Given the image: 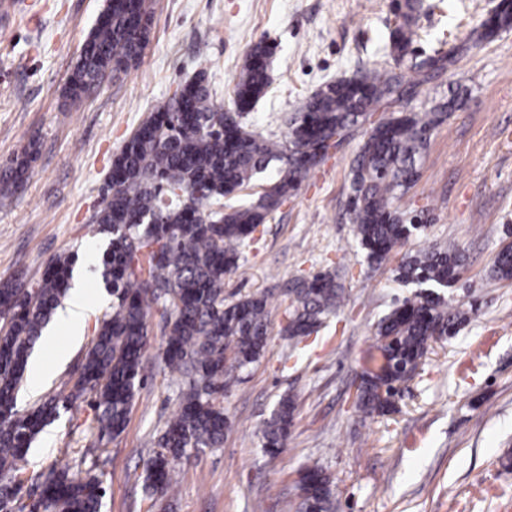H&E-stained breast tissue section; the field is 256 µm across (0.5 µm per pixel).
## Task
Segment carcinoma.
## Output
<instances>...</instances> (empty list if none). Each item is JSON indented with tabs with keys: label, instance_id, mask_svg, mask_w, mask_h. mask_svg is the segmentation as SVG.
<instances>
[{
	"label": "carcinoma",
	"instance_id": "cac0c4a2",
	"mask_svg": "<svg viewBox=\"0 0 512 512\" xmlns=\"http://www.w3.org/2000/svg\"><path fill=\"white\" fill-rule=\"evenodd\" d=\"M401 22L391 29L396 64L409 54L416 35L422 0L396 4ZM149 0H107L104 16L83 40L67 79L64 95L76 101L107 78L138 66L151 25ZM480 21V39L512 28V3L503 0L495 17ZM459 49L436 51L428 65L415 64L428 82L458 61ZM273 47L260 40L246 53L234 86L232 111L215 102L216 91L202 68L178 95L158 105L114 157L112 192L95 214L103 233L112 235L102 273L112 288L111 310L100 320L70 393L53 396L24 411L17 409L31 349L70 287L75 256L48 259L29 292L19 288L24 276L0 280V512H24L18 505L26 456L35 437L72 402L95 396L90 429L97 440L124 432L135 391L144 381L142 357L151 307L162 305L165 345L160 357L181 378L180 406L150 458L145 489L164 496L177 482V466L190 451L219 448L224 443V391L239 374L257 363L267 346L268 309L263 297L224 302V277L239 269V247L281 205L316 166L311 158L328 141L384 113L355 155L352 166L350 219L367 258L381 262L421 232L394 208V201L415 182L418 166L434 128L462 107L453 96L426 112H394L389 108L410 93L405 73L387 70L355 79L338 78L307 96L288 118L284 141L262 138L247 130L241 118L269 86L268 59ZM38 143L29 141L22 155L0 168V194L5 196L32 176ZM281 166L254 201L224 205L271 163ZM207 185L196 198L191 189ZM162 244L161 252L154 244ZM463 257L457 252L422 248L405 254L397 279L419 288H446L456 279ZM493 277L512 280V254L497 255ZM288 308L286 332L295 343L318 331L342 302V292L328 272L298 280ZM467 311L437 293L419 294L409 305L386 314L377 326L376 350L389 356V370L362 385L358 408L383 415L392 407L398 387L410 378L431 344L450 338ZM295 402L288 397L266 422L263 450L274 456L285 446ZM52 467L37 476L40 503L51 512H100L106 494L94 468ZM296 512H333L329 478L317 468L303 477Z\"/></svg>",
	"mask_w": 512,
	"mask_h": 512
}]
</instances>
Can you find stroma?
<instances>
[{
  "mask_svg": "<svg viewBox=\"0 0 512 512\" xmlns=\"http://www.w3.org/2000/svg\"><path fill=\"white\" fill-rule=\"evenodd\" d=\"M498 0H444L423 9L408 62H421L449 34L468 52L418 88L403 109L421 112L458 95L462 108L433 132L416 183L394 202L426 212L421 236L381 264H369L348 214L351 163L365 129L331 149L240 248V268L224 279V299L267 295V346L222 399L224 444L179 466L169 498L144 490L143 462L179 407V380L161 370L163 323L149 324L144 373L129 423L98 446L88 429L91 398L47 425L27 455V472L83 458L106 488L101 512H287L298 472L320 467L332 480L335 512H512V281L492 267L512 242V30L493 40L471 32ZM106 0H17L0 8V163L38 138L34 176L0 196V279L40 278L61 253L103 255L97 233L114 156L149 116L200 68L217 103L234 106L233 87L248 47L274 48L270 87L248 112L247 128L275 139L300 102L326 82L396 63L388 32L393 0H151L149 43L130 75L107 79L78 101L63 94L83 40ZM424 245L459 251L461 275L447 291L469 307L452 338L433 344L396 398V410L368 416L355 405L363 358L377 322L417 290L397 281L404 252ZM95 263L85 280L91 310L77 344L44 349L39 392L22 388L19 409L67 395L74 371L112 305ZM318 272L335 275L343 302L316 335L294 343L284 332L289 286ZM67 350L59 360V350ZM293 395L288 446L262 450V429L279 400Z\"/></svg>",
  "mask_w": 512,
  "mask_h": 512,
  "instance_id": "35a3bbf8",
  "label": "stroma"
}]
</instances>
